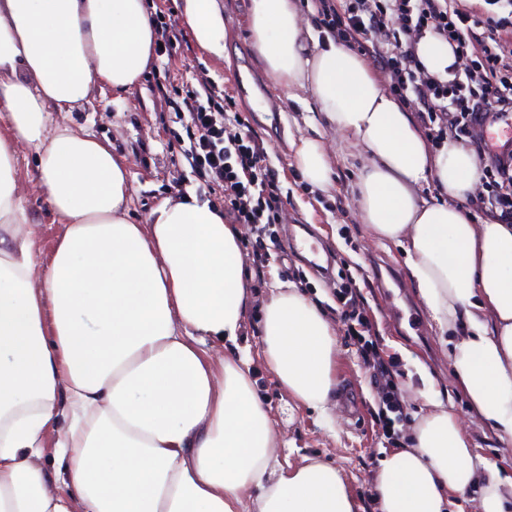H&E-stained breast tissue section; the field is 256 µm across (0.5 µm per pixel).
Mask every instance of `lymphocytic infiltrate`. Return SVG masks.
<instances>
[{"label": "lymphocytic infiltrate", "instance_id": "1", "mask_svg": "<svg viewBox=\"0 0 512 512\" xmlns=\"http://www.w3.org/2000/svg\"><path fill=\"white\" fill-rule=\"evenodd\" d=\"M328 33H340L347 46L393 70L394 92L401 104L414 107L426 138L440 144L448 134L466 137L478 127L506 121L512 112V63L490 45H483L474 67L465 76L444 79L429 74L418 58V43L432 34L467 54L476 19L449 8L448 0H349L337 8L335 0H310ZM190 145L184 156L207 187L224 190L228 216L236 224L254 225L265 233L276 223L284 205L279 172L252 131L227 134L232 98L218 99L209 81L184 88ZM485 192L480 203L491 215L512 219V148L501 145L484 170ZM349 323L348 334L359 343L372 370L377 399L376 422L385 437L396 434L405 413L398 384L368 337L369 324L346 289L336 293Z\"/></svg>", "mask_w": 512, "mask_h": 512}]
</instances>
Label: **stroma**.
<instances>
[{"label": "stroma", "mask_w": 512, "mask_h": 512, "mask_svg": "<svg viewBox=\"0 0 512 512\" xmlns=\"http://www.w3.org/2000/svg\"><path fill=\"white\" fill-rule=\"evenodd\" d=\"M249 0H224V20L229 36L223 60L199 49L191 30L171 56H153L139 82L117 93L102 87L90 101L64 113L65 122L87 128L97 139L110 143L114 154L125 157L135 175L130 218L145 217L164 199L187 191H200L212 204L223 205L222 189L202 188L184 157L189 142L183 123L174 113L168 89L196 84L207 76L217 89L232 91L234 70L245 72L262 84L270 101L262 105L250 98H236L240 112L279 172L288 194L274 235L266 239L264 261L247 256L249 286L255 302L247 313L239 340L252 362L258 392L274 429L285 445L282 464L296 466L304 458L330 461L343 472L347 486L362 512H377L374 473L384 454L394 450L375 422L377 409L367 364L357 345L345 335L341 308L333 289L341 273L353 274L364 301L370 333L379 343V354L396 372L399 397L407 414L400 423L408 433L424 408L421 397L429 386L448 395V404L468 421L476 453L501 475L512 477V442L502 441L479 420L464 391L457 385L445 337L440 336L413 286L405 253L394 242H381L361 224L354 207L362 150L337 139L319 117L318 109H305L289 99L258 65L248 30ZM323 136L330 145L333 185L322 191L304 179L295 162L300 138ZM16 176L25 187V206L35 230L39 261H47L63 227L61 218L29 185L36 174V158L29 149L16 152ZM328 258L327 274L310 267L306 245ZM293 285L318 303L331 317L339 334L341 353L336 360V413L339 423L328 432L313 409L288 397L264 366L259 343L261 304L273 284Z\"/></svg>", "instance_id": "35a3bbf8"}]
</instances>
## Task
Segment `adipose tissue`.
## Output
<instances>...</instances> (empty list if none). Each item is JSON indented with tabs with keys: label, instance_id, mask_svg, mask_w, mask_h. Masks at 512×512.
<instances>
[{
	"label": "adipose tissue",
	"instance_id": "obj_1",
	"mask_svg": "<svg viewBox=\"0 0 512 512\" xmlns=\"http://www.w3.org/2000/svg\"><path fill=\"white\" fill-rule=\"evenodd\" d=\"M181 14L200 49L223 57L224 0H183ZM248 27L265 72L361 147V223L401 245L450 338L458 385L512 439V224L466 215L477 155L454 139L428 143L356 52L314 38L294 0H251ZM154 40L144 0H0L11 129L0 139V512H359L336 465H280L279 435L238 353L253 302L238 230L192 191L132 223L128 163L51 119L98 87H133ZM16 145L32 149L37 189L65 221L44 263L12 176ZM296 162L310 185L331 187L323 140L300 138ZM429 183L437 196L422 195ZM260 342L278 385L333 425L338 339L322 308L297 288L271 289ZM209 343L226 356L212 361ZM54 425L57 470L41 462ZM374 482L379 512H454V495L474 485L476 512L512 505V479L476 466L463 421L434 390Z\"/></svg>",
	"mask_w": 512,
	"mask_h": 512
}]
</instances>
